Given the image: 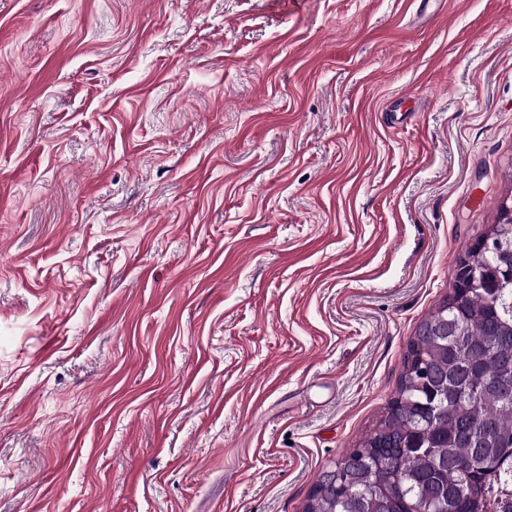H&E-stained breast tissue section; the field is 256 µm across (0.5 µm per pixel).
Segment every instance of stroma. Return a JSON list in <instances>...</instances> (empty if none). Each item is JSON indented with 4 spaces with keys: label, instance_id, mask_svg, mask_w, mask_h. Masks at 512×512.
I'll use <instances>...</instances> for the list:
<instances>
[{
    "label": "stroma",
    "instance_id": "stroma-1",
    "mask_svg": "<svg viewBox=\"0 0 512 512\" xmlns=\"http://www.w3.org/2000/svg\"><path fill=\"white\" fill-rule=\"evenodd\" d=\"M512 202V0H0V512H302Z\"/></svg>",
    "mask_w": 512,
    "mask_h": 512
}]
</instances>
